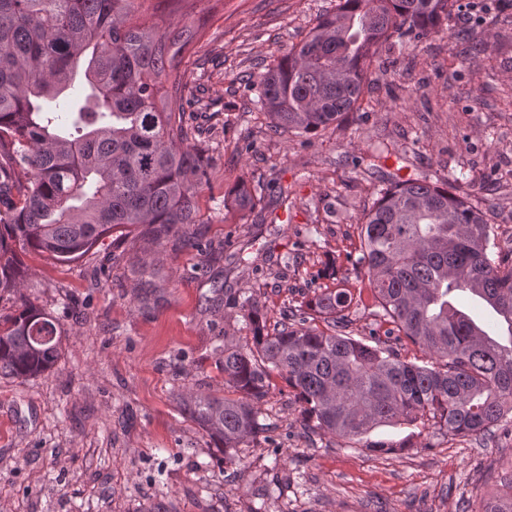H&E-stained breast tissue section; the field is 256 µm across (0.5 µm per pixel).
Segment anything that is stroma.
Instances as JSON below:
<instances>
[{"label":"stroma","mask_w":512,"mask_h":512,"mask_svg":"<svg viewBox=\"0 0 512 512\" xmlns=\"http://www.w3.org/2000/svg\"><path fill=\"white\" fill-rule=\"evenodd\" d=\"M335 4L224 0L213 17L197 0L190 15L206 35L185 62L201 97L187 119L212 151L203 221L189 232L214 252L242 253L244 265L133 233L71 263L23 253L24 285L0 297V313L25 299L45 308L60 320L62 350L38 377L0 379L8 512H479L512 472V437L500 432L429 430L389 454L306 436L281 380L261 407L274 444L242 445L232 466L183 410L182 395L224 392L219 348L250 333L240 288L273 323L314 292L356 285L345 255L378 197L371 145L392 149L384 172L447 183L512 242V10L479 23L466 2L444 32L412 47L384 43L360 111L312 136L272 131L259 77ZM460 31L488 49L469 51ZM241 181L253 210L224 206ZM146 261L157 289L143 310L134 293Z\"/></svg>","instance_id":"stroma-1"}]
</instances>
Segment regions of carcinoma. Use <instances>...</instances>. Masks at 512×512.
Listing matches in <instances>:
<instances>
[{
    "instance_id": "1",
    "label": "carcinoma",
    "mask_w": 512,
    "mask_h": 512,
    "mask_svg": "<svg viewBox=\"0 0 512 512\" xmlns=\"http://www.w3.org/2000/svg\"><path fill=\"white\" fill-rule=\"evenodd\" d=\"M191 0H0V294L16 292L26 267L15 246L60 262L103 238L140 231L160 244L205 252L185 228L202 223L197 195L210 157L194 143L186 112L200 104L181 71L199 28L170 31L164 18ZM459 0H338L258 81L271 128L310 135L360 109L377 47L437 33ZM152 13L149 24L141 17ZM84 95L69 93L76 79ZM256 206L245 184L224 201ZM352 264L358 292L325 288L307 316L274 328L250 289L239 296L251 336L224 344V396L185 400L189 417L234 464L246 442H272L261 404L284 378L303 403L302 425L371 452L411 446L430 426L453 436L512 433V246L466 198L422 179L397 180L363 215ZM368 296L380 321L418 344L431 364L400 358L380 338L342 332ZM477 297L507 325L500 341L464 308ZM61 354L59 320L24 302L0 314V376L29 379ZM412 428L373 441L381 427Z\"/></svg>"
}]
</instances>
